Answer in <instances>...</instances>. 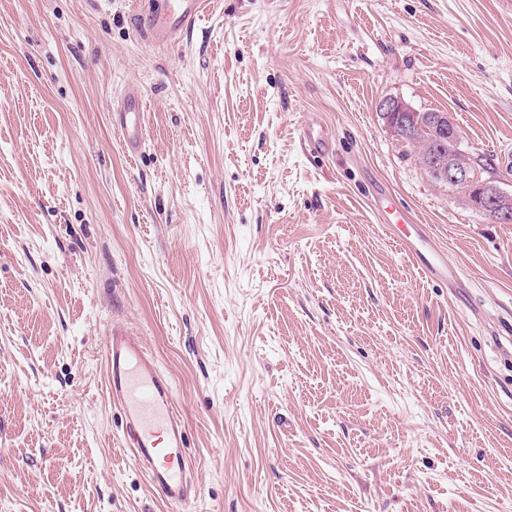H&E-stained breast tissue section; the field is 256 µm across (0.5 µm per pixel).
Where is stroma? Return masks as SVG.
I'll use <instances>...</instances> for the list:
<instances>
[{
	"label": "stroma",
	"instance_id": "35a3bbf8",
	"mask_svg": "<svg viewBox=\"0 0 512 512\" xmlns=\"http://www.w3.org/2000/svg\"><path fill=\"white\" fill-rule=\"evenodd\" d=\"M208 2L154 46L139 0H0V512H173L121 439L115 321L172 380L186 512H512V224L377 114L450 113L512 183V0ZM387 200L463 287L386 237ZM142 99V91L129 86L112 107L115 125L129 154L137 152L144 138Z\"/></svg>",
	"mask_w": 512,
	"mask_h": 512
}]
</instances>
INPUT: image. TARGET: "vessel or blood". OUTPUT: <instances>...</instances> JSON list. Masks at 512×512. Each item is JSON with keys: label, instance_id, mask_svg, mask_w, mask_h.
<instances>
[{"label": "vessel or blood", "instance_id": "vessel-or-blood-1", "mask_svg": "<svg viewBox=\"0 0 512 512\" xmlns=\"http://www.w3.org/2000/svg\"><path fill=\"white\" fill-rule=\"evenodd\" d=\"M205 0H155L143 19L142 30L149 43L170 45L194 27ZM143 94L126 87L112 108L115 125L128 153H136L144 138ZM382 228L420 262L430 279L457 287L458 269L450 264L422 225L412 223L407 209L391 205L382 218ZM106 387L121 410L123 440L131 449L140 471L162 499L172 505L189 503L186 490L188 437L169 377L143 342L124 324L113 322L105 345Z\"/></svg>", "mask_w": 512, "mask_h": 512}]
</instances>
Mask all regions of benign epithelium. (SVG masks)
I'll return each instance as SVG.
<instances>
[{
	"label": "benign epithelium",
	"instance_id": "1",
	"mask_svg": "<svg viewBox=\"0 0 512 512\" xmlns=\"http://www.w3.org/2000/svg\"><path fill=\"white\" fill-rule=\"evenodd\" d=\"M377 109L389 129H395L391 119L396 112H416L401 100L387 98L378 103ZM427 124L433 133H441L448 140V150H440L426 158L427 168L444 185L458 187L461 200L498 224L512 222V191L499 185L496 177H486L480 167L479 157L461 148V135L453 117L447 112H430Z\"/></svg>",
	"mask_w": 512,
	"mask_h": 512
}]
</instances>
